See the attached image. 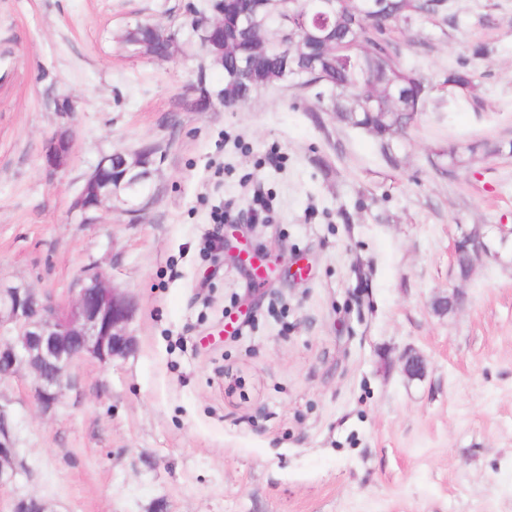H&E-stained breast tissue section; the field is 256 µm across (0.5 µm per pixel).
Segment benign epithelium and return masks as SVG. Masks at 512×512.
Masks as SVG:
<instances>
[{
    "label": "benign epithelium",
    "mask_w": 512,
    "mask_h": 512,
    "mask_svg": "<svg viewBox=\"0 0 512 512\" xmlns=\"http://www.w3.org/2000/svg\"><path fill=\"white\" fill-rule=\"evenodd\" d=\"M75 149L70 129L57 131L46 143L44 162L59 171L70 162ZM156 164V150L143 146L133 151L102 155L87 175L84 187L71 210L82 224H93L95 214L117 203L125 212L136 213V191L149 183ZM485 245H471L467 235L455 241L453 259L465 255L469 268L479 261ZM465 295L453 288L448 296L433 303L437 313H450L463 303ZM134 306L111 280L97 268H90L76 281L75 294L61 304L49 294H38L24 285L0 284V378L28 370L33 376L32 397L39 410L47 413L58 405L64 389L72 385L70 372L75 361L90 358L102 365L123 358L135 349L129 334ZM402 371L410 379L427 372L425 359L410 350L400 356ZM19 471L12 427L7 411L0 406V488L10 485ZM10 512H49L34 497L15 499Z\"/></svg>",
    "instance_id": "benign-epithelium-1"
}]
</instances>
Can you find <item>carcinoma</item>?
Segmentation results:
<instances>
[{
    "instance_id": "1",
    "label": "carcinoma",
    "mask_w": 512,
    "mask_h": 512,
    "mask_svg": "<svg viewBox=\"0 0 512 512\" xmlns=\"http://www.w3.org/2000/svg\"><path fill=\"white\" fill-rule=\"evenodd\" d=\"M368 2L342 0L336 15L323 20L316 16L319 4L310 0H208L202 15L189 6L184 23L194 32L200 31L202 19L224 16V40L202 47L208 67L222 71L223 84L208 86L203 70L197 82L205 85L209 101L226 109L239 108L252 94L282 82L310 90L327 102L310 110L313 123H323L324 111L333 114L375 138L386 162L392 163L393 141L436 102L434 92L466 101L477 86V73L450 69L433 84L401 61L396 36L413 37L418 20L455 25L448 0H381L375 12L368 10ZM124 41L135 51L150 43L152 55L160 59L174 50L168 42L152 41L146 21L129 28ZM478 148L490 155L512 153V143L485 141L464 148L450 142L435 156L446 161L444 172L452 177L469 165Z\"/></svg>"
}]
</instances>
